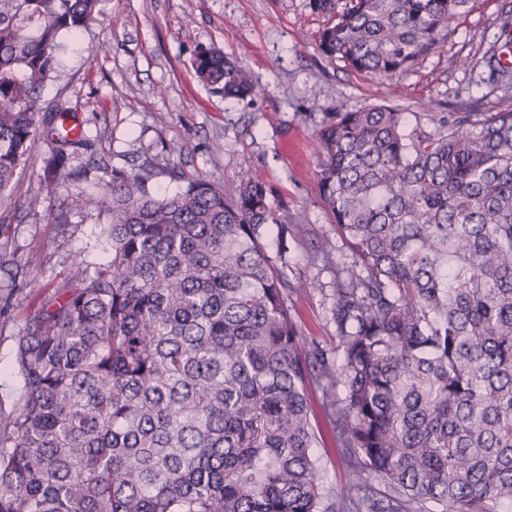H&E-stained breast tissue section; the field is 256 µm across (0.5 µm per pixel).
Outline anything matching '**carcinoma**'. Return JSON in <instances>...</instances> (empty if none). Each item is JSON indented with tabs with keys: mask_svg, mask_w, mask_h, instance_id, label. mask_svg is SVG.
<instances>
[{
	"mask_svg": "<svg viewBox=\"0 0 512 512\" xmlns=\"http://www.w3.org/2000/svg\"><path fill=\"white\" fill-rule=\"evenodd\" d=\"M105 0H0V192L39 141L49 181L105 173L77 206L104 215L110 260L78 263L18 337L23 381L0 410V512H497L512 503V110L424 129L383 105L317 132L325 209L351 253L336 283L337 350L304 341L265 240L288 225L266 182L232 193L151 162L101 157L42 99L61 35ZM309 0L318 49L376 78L432 54L469 0ZM486 58L512 84V9ZM226 99L254 95L219 49L191 62ZM329 398L360 496L324 483L308 380ZM342 389V396L335 394Z\"/></svg>",
	"mask_w": 512,
	"mask_h": 512,
	"instance_id": "cac0c4a2",
	"label": "carcinoma"
}]
</instances>
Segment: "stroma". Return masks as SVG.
<instances>
[{
  "label": "stroma",
  "instance_id": "obj_1",
  "mask_svg": "<svg viewBox=\"0 0 512 512\" xmlns=\"http://www.w3.org/2000/svg\"><path fill=\"white\" fill-rule=\"evenodd\" d=\"M512 0H470L446 43L402 76L376 79L327 60L319 52L326 16L308 0H106L98 21L79 36H63L57 74L43 96L81 125L92 151L75 150L71 167L90 153L134 169L153 162L156 190H174L165 170L180 169L232 188L240 170L266 180L269 201L288 225L286 254L266 240L288 278V308L304 339L334 348L336 270L350 254L320 200L316 133L336 113L370 104L419 113L424 125L456 112L512 109V89L489 81L483 55L498 34L497 17ZM108 53L92 56L98 44ZM216 48L241 60L257 93L227 99L198 82L191 69L197 49ZM181 146L169 154V145ZM47 145H40L0 193V406L11 407L23 385L14 368L16 338L44 307L75 262L89 266L110 257L105 218L72 203L90 194L89 182L45 180ZM312 422L327 485L352 490L350 468L336 439L327 399L309 384Z\"/></svg>",
  "mask_w": 512,
  "mask_h": 512
}]
</instances>
